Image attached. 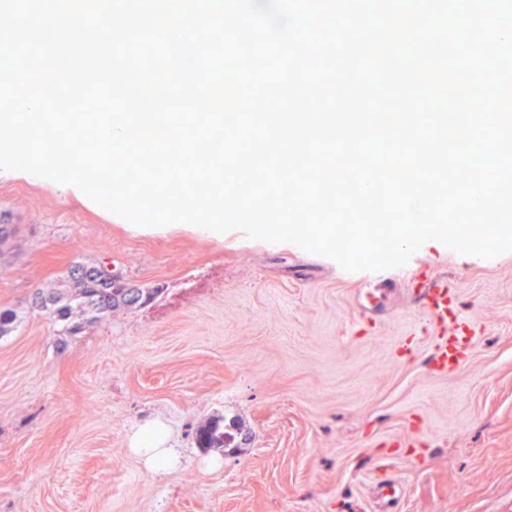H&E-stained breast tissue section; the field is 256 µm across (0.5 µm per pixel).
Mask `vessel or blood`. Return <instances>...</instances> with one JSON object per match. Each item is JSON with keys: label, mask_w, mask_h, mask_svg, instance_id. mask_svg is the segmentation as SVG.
Segmentation results:
<instances>
[{"label": "vessel or blood", "mask_w": 512, "mask_h": 512, "mask_svg": "<svg viewBox=\"0 0 512 512\" xmlns=\"http://www.w3.org/2000/svg\"><path fill=\"white\" fill-rule=\"evenodd\" d=\"M401 272L413 304L423 315L433 338L428 356L430 369L440 375L455 372L474 343L471 319L461 312L447 279L436 277L429 265L411 259Z\"/></svg>", "instance_id": "b4317fda"}]
</instances>
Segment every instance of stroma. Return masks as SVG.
Segmentation results:
<instances>
[{
  "mask_svg": "<svg viewBox=\"0 0 512 512\" xmlns=\"http://www.w3.org/2000/svg\"><path fill=\"white\" fill-rule=\"evenodd\" d=\"M1 208L26 221L0 245V512H512V252L416 251L481 328L443 376L402 283L368 304L331 258L138 226L24 171L0 169ZM105 261L157 297L57 347L37 293ZM152 419L164 471L129 450ZM214 423L234 441L199 447Z\"/></svg>",
  "mask_w": 512,
  "mask_h": 512,
  "instance_id": "stroma-1",
  "label": "stroma"
}]
</instances>
